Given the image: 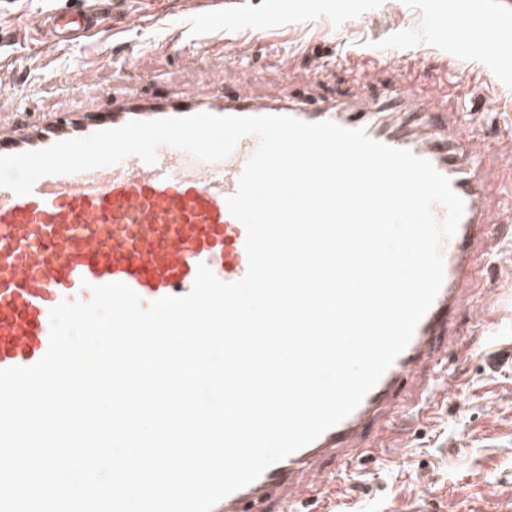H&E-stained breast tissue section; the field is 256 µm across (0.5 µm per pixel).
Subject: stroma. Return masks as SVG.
I'll list each match as a JSON object with an SVG mask.
<instances>
[{
	"mask_svg": "<svg viewBox=\"0 0 512 512\" xmlns=\"http://www.w3.org/2000/svg\"><path fill=\"white\" fill-rule=\"evenodd\" d=\"M356 2L357 10L349 11L345 0H100L107 32L66 46L41 41L30 22L77 0H0V99L25 96L28 65L43 80L62 83L83 62L94 68V82L79 83L69 96L27 98V111L88 109L109 86L149 91L164 84L205 92L222 83V74L185 67L180 55L182 47L212 39L234 43L250 58L244 79L260 89H275L287 74L307 81L310 62L337 53L340 65L325 83L328 93L341 97L351 90V69L376 48L394 53L379 74L390 83L415 55L423 58L415 72L422 88L439 82L445 66L455 67L467 94L449 89L445 112H468L486 141L512 137V85L489 69L512 58V0H445L446 17H465L476 34L467 45L433 34L436 0ZM227 16L246 25L264 19L268 32L251 37L222 26ZM129 55L137 58V70L116 73L115 58ZM495 252L494 265L479 267L478 281L505 295L465 307L457 318L462 335L447 351L457 395L415 420L402 447L380 449L339 478L337 490H325L329 512H512V243L499 242ZM492 314L496 324L482 329ZM469 344L476 350L463 356Z\"/></svg>",
	"mask_w": 512,
	"mask_h": 512,
	"instance_id": "35a3bbf8",
	"label": "stroma"
}]
</instances>
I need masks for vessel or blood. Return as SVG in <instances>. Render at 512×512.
I'll return each instance as SVG.
<instances>
[{"instance_id": "b4317fda", "label": "vessel or blood", "mask_w": 512, "mask_h": 512, "mask_svg": "<svg viewBox=\"0 0 512 512\" xmlns=\"http://www.w3.org/2000/svg\"><path fill=\"white\" fill-rule=\"evenodd\" d=\"M103 24V16L90 8L54 10L44 15L41 29L61 43L90 36ZM185 60L223 71V85L204 94L184 87L140 95L107 92L95 109L39 117L12 100L0 119V155L40 150L136 120L204 112L287 115L362 128L376 141L410 150L447 177L464 203L455 233L441 240L443 285L374 388L339 424L212 509L270 512L274 503L277 512H305L318 490L336 482L324 462L351 468L400 438L394 414L403 391L414 396L409 415L420 418L450 390L441 347L453 334L466 290L475 285L477 264L512 231L489 219V200L500 182L487 159L496 147L477 137L466 117L447 127L411 85L400 82L372 93L374 69L386 62L379 55L353 74L357 93L349 98L290 92L266 99L238 90L240 74L251 66L245 56L194 52ZM258 146V137L247 135L225 159L205 162L164 145L152 164L130 156L108 167L46 175L26 195L0 187V368L37 363L49 346L51 309L64 301H90L92 286L125 283L146 308L158 298L189 293L202 264L222 281L242 279L248 267L246 229L231 215L227 199Z\"/></svg>"}]
</instances>
